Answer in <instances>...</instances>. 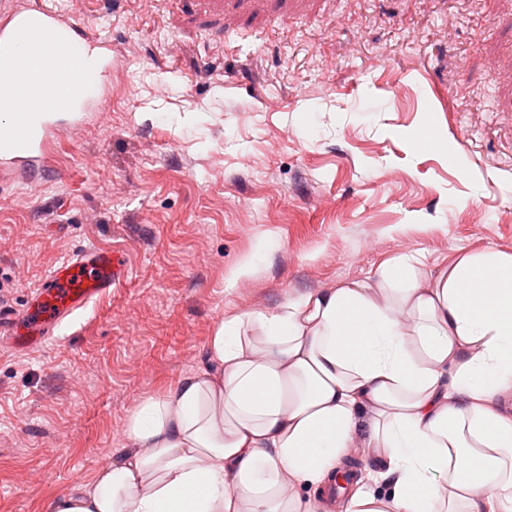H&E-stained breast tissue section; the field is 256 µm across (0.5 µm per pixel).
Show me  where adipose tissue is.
Returning <instances> with one entry per match:
<instances>
[{"label":"adipose tissue","mask_w":512,"mask_h":512,"mask_svg":"<svg viewBox=\"0 0 512 512\" xmlns=\"http://www.w3.org/2000/svg\"><path fill=\"white\" fill-rule=\"evenodd\" d=\"M207 367L129 413L119 460L51 512H321L356 442L381 464L345 512H512V253L413 254L220 319ZM472 461L459 471L460 455Z\"/></svg>","instance_id":"obj_1"}]
</instances>
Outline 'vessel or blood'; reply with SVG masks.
<instances>
[{
    "mask_svg": "<svg viewBox=\"0 0 512 512\" xmlns=\"http://www.w3.org/2000/svg\"><path fill=\"white\" fill-rule=\"evenodd\" d=\"M61 27L78 43L103 46L99 33L81 21L63 22L44 0H28L0 21V102L13 106L11 128L0 135V161L26 158L45 151L53 132L47 120H34L38 111L53 110L80 80V55H57L53 43L45 41L44 30ZM37 45V56L16 52L15 44ZM123 256L113 251L84 249L55 266L32 304L21 314L0 312V327L11 325L16 340L28 348L40 344L70 315L108 294L125 275Z\"/></svg>",
    "mask_w": 512,
    "mask_h": 512,
    "instance_id": "obj_1",
    "label": "vessel or blood"
}]
</instances>
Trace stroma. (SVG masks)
<instances>
[{"label":"stroma","instance_id":"1","mask_svg":"<svg viewBox=\"0 0 512 512\" xmlns=\"http://www.w3.org/2000/svg\"><path fill=\"white\" fill-rule=\"evenodd\" d=\"M51 3L112 66L77 132L52 114L45 156L0 163V309L80 248L128 273L42 346L0 339V512L120 459L224 315L409 252L512 253V0Z\"/></svg>","mask_w":512,"mask_h":512}]
</instances>
